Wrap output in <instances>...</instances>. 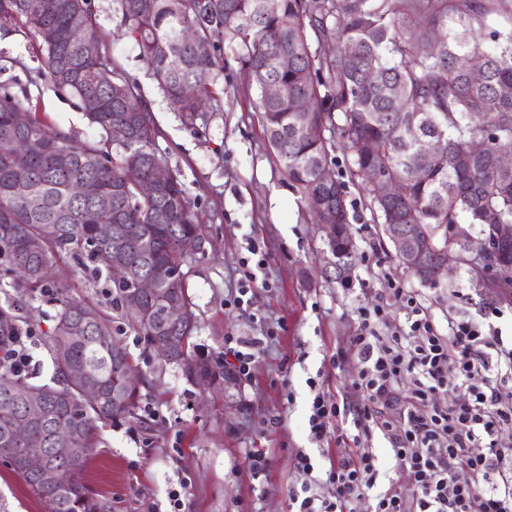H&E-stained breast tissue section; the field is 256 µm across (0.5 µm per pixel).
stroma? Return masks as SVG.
<instances>
[{"mask_svg": "<svg viewBox=\"0 0 512 512\" xmlns=\"http://www.w3.org/2000/svg\"><path fill=\"white\" fill-rule=\"evenodd\" d=\"M107 54L138 83L159 130L156 150L176 172L193 203L207 239L206 254L190 269L189 294L199 327L193 338L198 354L232 361L230 342L259 338L242 388L205 392L186 380L179 367L160 364L135 332L117 324V335L144 379L136 420L103 426L83 473L89 488L110 512H290L289 491L304 476L294 467L297 452L314 465L315 493L331 497L325 472L330 459L352 451L345 434L350 424L329 429L313 440L308 419L315 393L327 400L364 404L351 383L361 365L351 338L359 311L387 302V321H405L402 302L389 300L395 286L411 289L440 327L452 320L481 321L487 307L504 315L497 324L512 333V298H501L486 274L487 287L475 285L469 266H458L439 282H421L406 271L382 231L379 212L369 204V186L350 177L353 158L342 135L333 138L331 168L345 182L353 209L350 231L355 257L337 275L323 233L306 209L298 189L270 150L256 108L259 90L232 51L224 53L217 100L205 123L189 127L169 105L150 76L134 42L118 26L115 0H94ZM37 44L13 34L0 37V82H12L19 98L50 126L76 141L97 138V131L73 99L55 92L38 72ZM267 257L264 284L254 285L243 306H235L249 258V241ZM55 287L71 296L90 297L112 307L106 275L82 272L72 262L57 263ZM17 303L29 331L28 372L49 376L41 347L53 324V294L30 300L0 287V305ZM344 353L335 366L336 353ZM246 413L234 426L236 409ZM266 452V471L246 465L253 450ZM0 502L8 512H46V507L0 460Z\"/></svg>", "mask_w": 512, "mask_h": 512, "instance_id": "obj_1", "label": "stroma"}]
</instances>
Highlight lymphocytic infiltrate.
<instances>
[{
    "instance_id": "1",
    "label": "lymphocytic infiltrate",
    "mask_w": 512,
    "mask_h": 512,
    "mask_svg": "<svg viewBox=\"0 0 512 512\" xmlns=\"http://www.w3.org/2000/svg\"><path fill=\"white\" fill-rule=\"evenodd\" d=\"M407 309L404 325L389 328L385 308L362 309L352 346L361 369L352 382L367 402L354 412L355 453L337 458L326 470L334 498L312 493L309 484L292 491L295 512H350L354 498L373 493V512H512V340L496 321L450 322L440 331L418 298L394 289ZM467 383L470 397L443 405L449 375ZM381 433L392 457L414 485L405 495L389 486L376 492L381 474L368 443Z\"/></svg>"
}]
</instances>
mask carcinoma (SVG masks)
I'll return each instance as SVG.
<instances>
[{
  "mask_svg": "<svg viewBox=\"0 0 512 512\" xmlns=\"http://www.w3.org/2000/svg\"><path fill=\"white\" fill-rule=\"evenodd\" d=\"M119 27L132 39L151 67V75L180 113L193 126L206 117L216 100L214 85L224 73V47L236 50L251 72L263 68L279 82L277 98L259 96L269 147L318 224H348L351 215L343 182L326 184L319 171L329 164L332 139L309 140L296 100L311 101V119L334 133L335 113L344 118L346 146L353 156L351 178L375 169L397 177L406 187L397 212L411 210L408 230L425 252L449 248L464 251L455 228L480 227L486 237L499 224H512V168L498 165L497 156L512 151V29L505 42L490 33L496 45L482 50L473 37L490 27L495 17L512 23V0H116ZM82 16L84 26L52 47L45 28H63L69 15ZM0 30L21 33L39 42L40 75L56 91L73 98L99 139L75 143L71 136L47 126L29 113L25 129L14 131L11 116L26 109L9 82L0 83V275L12 287L35 299L50 284L38 276L47 264L74 258L96 272H111L121 262L155 274L158 292L143 299L135 314L134 289L112 282V306L120 319L149 349L170 348L168 364L179 366L190 382L224 379V358L195 353L190 339L198 329L195 305L188 292L187 273L205 255L183 253L180 243L204 237L201 225L178 174L152 198L135 190V180L154 165L158 129L152 109L139 85L105 54L89 56L86 40L101 41L92 0H0ZM336 45L328 56L323 44ZM209 45L203 53L198 44ZM286 54L294 67L282 71L275 59ZM480 54L489 64L482 82L470 79L464 60ZM121 93H111L103 70ZM383 80L375 83L370 72ZM193 83L198 96L184 98L182 86ZM93 97L103 111L87 112L84 99ZM435 134L443 142L434 160L420 156L412 133ZM32 137L45 144L42 155L20 156L8 144L13 136ZM485 142L473 155L474 139ZM381 140L382 154L371 146ZM66 154L57 165L55 153ZM98 181L112 199V234L100 239L83 222L94 201L72 196L69 187ZM24 185L33 207L12 189ZM58 310L51 335L44 342L53 367L47 383L36 382L16 366L0 360V437L25 416L26 394L43 399V419L30 435L47 451L50 465L71 474L62 489L49 487L42 475L28 468L23 441H0V459L47 508V512H108L107 504L83 481V472L102 425L136 418L142 398L129 388L120 370L130 365L126 348L112 334V317L99 302L57 291ZM175 301L188 313L171 324L157 306ZM66 335L58 334L60 327ZM27 331L16 306H0V353L13 349ZM97 386L98 398L83 395L84 380ZM57 448L71 452L59 456Z\"/></svg>",
  "mask_w": 512,
  "mask_h": 512,
  "instance_id": "1",
  "label": "carcinoma"
}]
</instances>
